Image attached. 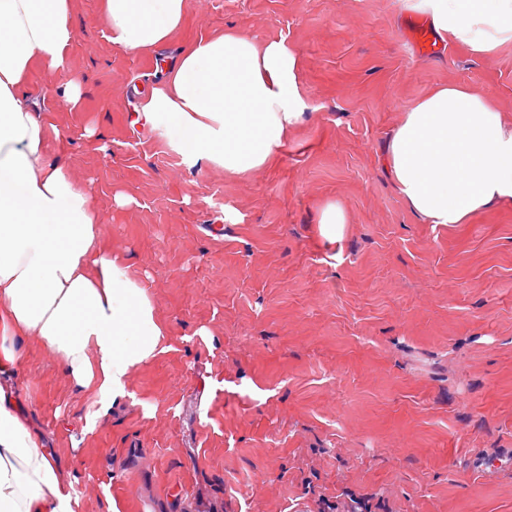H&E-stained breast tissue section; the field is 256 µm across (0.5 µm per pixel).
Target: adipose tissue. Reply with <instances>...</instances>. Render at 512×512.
I'll return each instance as SVG.
<instances>
[{
  "label": "adipose tissue",
  "mask_w": 512,
  "mask_h": 512,
  "mask_svg": "<svg viewBox=\"0 0 512 512\" xmlns=\"http://www.w3.org/2000/svg\"><path fill=\"white\" fill-rule=\"evenodd\" d=\"M448 43L486 58L512 45V0H404ZM189 0H104L98 21L114 47L151 53L180 27ZM72 0H0V376L24 340L58 357L100 405L128 396L137 366L170 351L143 286L106 251L89 186L47 156V121L27 88L33 63L62 70L75 40ZM286 39L237 29L185 47L142 103V115L189 171L243 179L274 163L311 105ZM383 163L405 207L424 224H466L512 204V120L463 83L436 87L404 113ZM342 205L318 212L320 245L345 239ZM70 480L0 386V512H77Z\"/></svg>",
  "instance_id": "adipose-tissue-1"
}]
</instances>
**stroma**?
<instances>
[{"instance_id": "obj_1", "label": "stroma", "mask_w": 512, "mask_h": 512, "mask_svg": "<svg viewBox=\"0 0 512 512\" xmlns=\"http://www.w3.org/2000/svg\"><path fill=\"white\" fill-rule=\"evenodd\" d=\"M101 4L72 0L67 68L34 66L30 82L68 134L50 152L90 185L101 241L147 286L172 349L102 412L24 341L10 385L79 512H322L349 491L373 512H512V469L465 467L512 448V205L423 224L383 163L439 85L512 119V45L419 57L403 0H190L144 55L108 41ZM229 28L286 37L315 108L279 163L243 180L184 169L136 120L163 65ZM72 81L78 110L61 99ZM328 201L349 221L334 252L315 235Z\"/></svg>"}]
</instances>
